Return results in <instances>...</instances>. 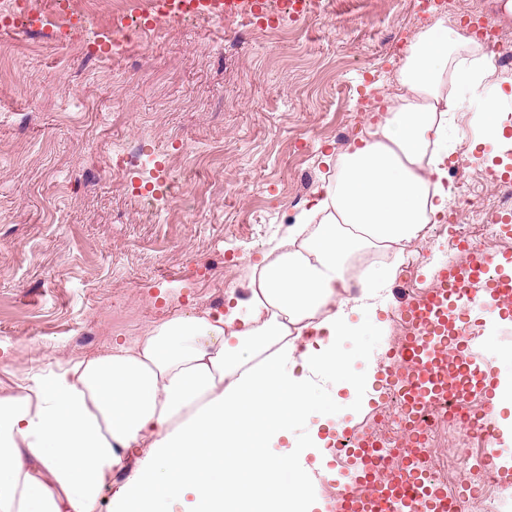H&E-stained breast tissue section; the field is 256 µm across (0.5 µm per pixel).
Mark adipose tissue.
Returning <instances> with one entry per match:
<instances>
[{
    "label": "adipose tissue",
    "mask_w": 512,
    "mask_h": 512,
    "mask_svg": "<svg viewBox=\"0 0 512 512\" xmlns=\"http://www.w3.org/2000/svg\"><path fill=\"white\" fill-rule=\"evenodd\" d=\"M462 31L423 30L378 123L340 154L335 183L254 264L245 297L226 313L173 317L134 344L83 359L0 397V512H305L306 477L292 455L268 457L257 436H286L311 413L306 369L348 377L339 345L348 306L370 308L395 269L350 283L347 263L371 248L402 252L424 238L452 192L439 147L456 96L477 101L489 138L502 136L497 100L456 63ZM152 453L125 485L112 475L144 439ZM48 468L45 484L34 463Z\"/></svg>",
    "instance_id": "1"
}]
</instances>
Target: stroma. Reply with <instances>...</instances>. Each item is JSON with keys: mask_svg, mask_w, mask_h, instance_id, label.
<instances>
[{"mask_svg": "<svg viewBox=\"0 0 512 512\" xmlns=\"http://www.w3.org/2000/svg\"><path fill=\"white\" fill-rule=\"evenodd\" d=\"M434 22L418 0H318L299 22L259 29L239 16L163 22L98 56L39 34H1L0 396L36 375L110 351L127 334L102 311L123 301L136 335L184 312L218 313L245 278L228 260L254 263L291 216L309 209L336 175L324 150L344 152L382 116L419 34ZM478 104L464 100L448 126V181L483 223L498 205L485 168H512V138L486 139ZM142 143L131 173L117 154ZM187 197L153 195L160 172ZM375 300L354 312L342 349L367 393L316 380L313 417L292 432L311 478L313 512H326L323 479L344 482L319 414L362 427L380 395L374 368L388 347L406 279L432 282L446 259L437 242L413 241ZM474 351L497 381L512 378V310L474 305Z\"/></svg>", "mask_w": 512, "mask_h": 512, "instance_id": "1", "label": "stroma"}]
</instances>
